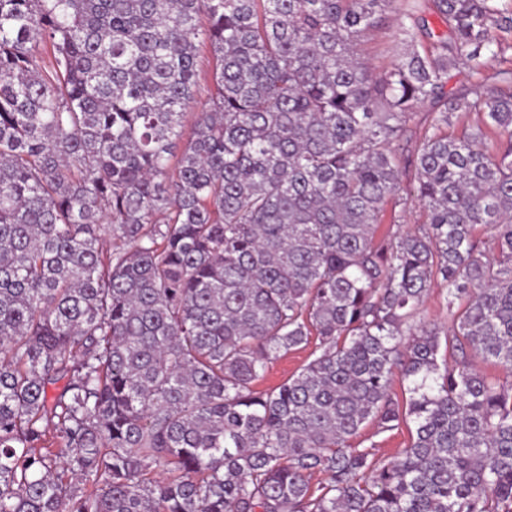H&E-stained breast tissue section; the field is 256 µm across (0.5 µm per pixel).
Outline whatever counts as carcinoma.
I'll return each mask as SVG.
<instances>
[{
	"label": "carcinoma",
	"mask_w": 512,
	"mask_h": 512,
	"mask_svg": "<svg viewBox=\"0 0 512 512\" xmlns=\"http://www.w3.org/2000/svg\"><path fill=\"white\" fill-rule=\"evenodd\" d=\"M396 2L0 0V512H512V382L473 365L512 374V0H433L429 47L408 4L374 73ZM403 418L397 458L352 445ZM382 28L374 31L361 46L360 58L375 71L388 67L396 57L395 34L402 23L409 24L403 10L390 9L385 13ZM209 108V101L208 96L206 93H202L201 95L197 96L195 101H193L190 106L186 109L185 112H187L186 116L183 119V128H182V138L177 141V148L175 149V154L179 155L180 152L184 148V144L189 138L193 123H194V117L196 112H202L203 110H206ZM403 206L397 207V218L396 224H382L379 229V234L390 230V234L393 236H401L406 233L417 232L424 224L423 214L421 209L417 205H407L404 209ZM417 320L429 327L439 328L441 331L440 339L443 341L444 335L451 328L452 321L448 311V289L434 285L425 300L419 308ZM312 347H305L292 350L267 364L262 377L255 383L258 390H267L275 388L287 381L292 375L301 371V369L310 361Z\"/></svg>",
	"instance_id": "cac0c4a2"
}]
</instances>
